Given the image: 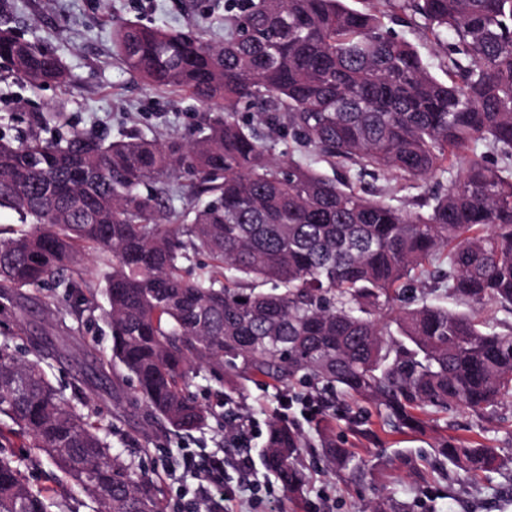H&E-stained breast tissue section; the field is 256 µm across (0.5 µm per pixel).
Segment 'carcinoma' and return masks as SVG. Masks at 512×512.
<instances>
[{
  "label": "carcinoma",
  "instance_id": "cac0c4a2",
  "mask_svg": "<svg viewBox=\"0 0 512 512\" xmlns=\"http://www.w3.org/2000/svg\"><path fill=\"white\" fill-rule=\"evenodd\" d=\"M398 8L420 16L436 41L453 36L447 81L344 0H227L222 40L189 27H116L126 70L206 107L197 136L43 135L59 111L34 113L25 139L0 134V210L20 223L0 228V288L53 283L78 305V260L97 252L109 362L175 432L211 415L191 392L203 367L363 400L397 430L419 429V412L480 413L512 395V332L426 301L396 308L416 273L444 264L449 297L512 312V0ZM11 23L0 0V79L67 84L62 60ZM255 105L257 115H244ZM274 134L343 174L274 157ZM480 145L503 166H489ZM456 160L460 173L424 213L359 185L368 173L425 179ZM171 179L194 201L175 226L152 190ZM2 417L0 448L23 441L99 512H166L162 482L112 453L98 416L6 341ZM303 444L297 427L270 419L263 461L289 496L304 482ZM322 448L336 472L361 475L349 449L329 436ZM439 455L470 477L498 461L496 449L457 438ZM0 512H50L12 457H0Z\"/></svg>",
  "mask_w": 512,
  "mask_h": 512
}]
</instances>
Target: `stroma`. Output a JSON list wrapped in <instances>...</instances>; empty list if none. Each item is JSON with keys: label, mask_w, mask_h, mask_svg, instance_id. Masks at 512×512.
Returning a JSON list of instances; mask_svg holds the SVG:
<instances>
[{"label": "stroma", "mask_w": 512, "mask_h": 512, "mask_svg": "<svg viewBox=\"0 0 512 512\" xmlns=\"http://www.w3.org/2000/svg\"><path fill=\"white\" fill-rule=\"evenodd\" d=\"M14 17L26 38L48 42L65 64L67 85L30 89L15 79L0 81V130L19 137L27 133L32 113L64 109L71 128L114 139L130 132L149 136L190 138L203 119L195 101L144 85L119 61L112 30L123 20L167 28L204 26L210 37L224 36V0H13ZM356 9L372 10L385 28L413 44L435 76H442L443 54L431 40L421 18H409L393 0H350ZM449 176L407 181L394 175L362 178L363 186L397 207H416L425 197L448 189ZM92 303L76 316L61 290L6 289L0 297V342L22 352L47 353L44 369L53 384L71 392L74 379H84L82 395L92 409L113 424L109 441L114 451L135 458L142 470L160 476L166 490V512H186L200 479L197 465L205 455L224 457L222 486L227 495L220 512H359L366 505L392 512H512V397H505L490 416L466 409L429 417L416 431H394L369 404L336 401L309 410L302 405L306 388L274 386L264 378L246 382L226 406L228 376L201 371L192 392L203 406L250 421L245 446L228 440L224 423L191 435H177L153 422L136 402L133 388L122 382V371L101 362L111 347L104 312L101 262L96 253L81 262ZM298 401L286 409L299 423L306 444L300 467V495H286L280 482L261 461L265 429L272 411L286 395ZM329 428L363 468L362 477L344 479L328 465L318 432ZM482 440L497 449V470L475 478H456L437 453L448 438ZM248 460L253 491L238 487L240 460ZM25 473L32 485L48 489L60 512H93L95 505L79 489L56 484L55 468L45 459L27 458Z\"/></svg>", "instance_id": "obj_1"}]
</instances>
